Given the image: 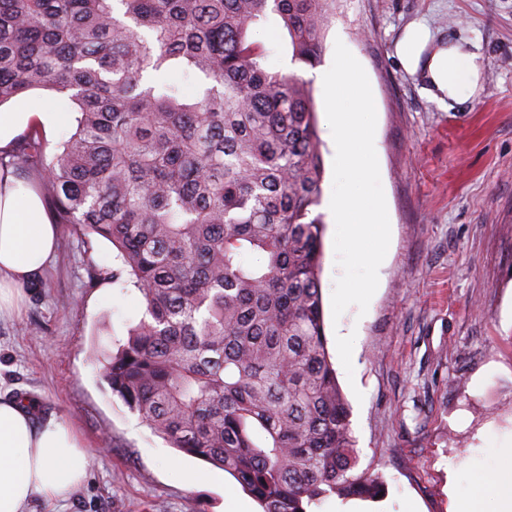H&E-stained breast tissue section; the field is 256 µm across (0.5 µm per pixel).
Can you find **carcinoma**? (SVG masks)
<instances>
[{
	"mask_svg": "<svg viewBox=\"0 0 512 512\" xmlns=\"http://www.w3.org/2000/svg\"><path fill=\"white\" fill-rule=\"evenodd\" d=\"M337 2L0 0V106L46 90L78 112L52 155L32 127L0 171L36 172L60 223L118 250L119 269L86 264L89 285L125 277L143 298L102 379L261 512L383 492L327 350L311 85L250 36L275 17L291 63L314 69Z\"/></svg>",
	"mask_w": 512,
	"mask_h": 512,
	"instance_id": "cac0c4a2",
	"label": "carcinoma"
}]
</instances>
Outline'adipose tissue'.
Returning a JSON list of instances; mask_svg holds the SVG:
<instances>
[{
  "instance_id": "1",
  "label": "adipose tissue",
  "mask_w": 512,
  "mask_h": 512,
  "mask_svg": "<svg viewBox=\"0 0 512 512\" xmlns=\"http://www.w3.org/2000/svg\"><path fill=\"white\" fill-rule=\"evenodd\" d=\"M397 54L411 74L421 78L429 98L450 110L474 96L481 79L475 47L465 41L435 39L421 23L410 25ZM61 112H1L0 151L18 130L34 125H65ZM58 229L35 190L13 176L0 177V312L17 307L22 288L51 260ZM86 451L67 425L34 420L25 400L0 393V512H26L39 501L66 504L87 477ZM492 492L498 512H512V467L481 475L479 490L458 512H485L484 494Z\"/></svg>"
}]
</instances>
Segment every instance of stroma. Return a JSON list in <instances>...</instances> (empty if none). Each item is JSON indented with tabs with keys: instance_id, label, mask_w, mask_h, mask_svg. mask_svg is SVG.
<instances>
[{
	"instance_id": "35a3bbf8",
	"label": "stroma",
	"mask_w": 512,
	"mask_h": 512,
	"mask_svg": "<svg viewBox=\"0 0 512 512\" xmlns=\"http://www.w3.org/2000/svg\"><path fill=\"white\" fill-rule=\"evenodd\" d=\"M475 43L480 88L441 109L401 65L405 29ZM369 79L391 239L366 314L325 315L327 348L359 329L338 371L360 466L380 474V512H453L473 476L512 462V0H338L324 32ZM79 225L18 310L0 317V381L36 419L80 437L88 476L68 512H258L223 471L179 454L98 376L143 312L126 283L82 285Z\"/></svg>"
}]
</instances>
